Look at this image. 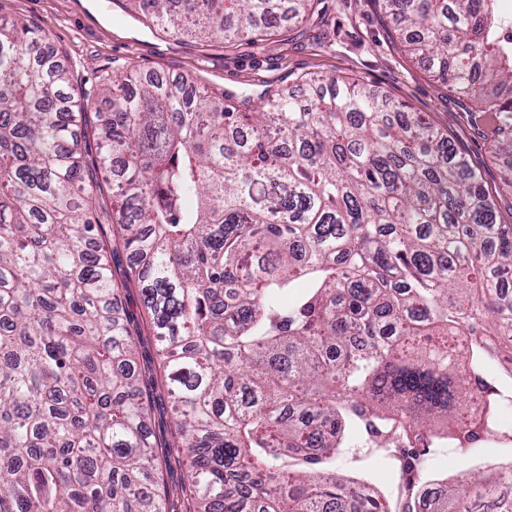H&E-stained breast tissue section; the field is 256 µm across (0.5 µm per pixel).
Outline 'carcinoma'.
<instances>
[{
	"label": "carcinoma",
	"mask_w": 512,
	"mask_h": 512,
	"mask_svg": "<svg viewBox=\"0 0 512 512\" xmlns=\"http://www.w3.org/2000/svg\"><path fill=\"white\" fill-rule=\"evenodd\" d=\"M127 2L234 44L319 0ZM380 5L512 158L499 0ZM57 56L0 18V512H169L74 133L97 98L112 247L137 256L189 512H414L431 449L512 443V392L484 374L512 359V224L423 113L336 76L259 111L137 71L78 102ZM352 432L398 465L395 503L336 474ZM433 484L441 512H512L492 469Z\"/></svg>",
	"instance_id": "cac0c4a2"
}]
</instances>
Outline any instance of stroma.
Masks as SVG:
<instances>
[{"label": "stroma", "instance_id": "35a3bbf8", "mask_svg": "<svg viewBox=\"0 0 512 512\" xmlns=\"http://www.w3.org/2000/svg\"><path fill=\"white\" fill-rule=\"evenodd\" d=\"M41 26L63 52L73 93L134 68L142 74L186 76L228 105L243 99L264 102L268 90L292 86L302 74H333L360 79L372 89L425 113L465 152L485 191L494 199L503 223L512 224V192L502 183L504 165L493 153L491 135L472 98L448 91L426 68L401 49L389 17L377 0H323L318 15L301 26L284 24L270 34L233 47L183 37L142 22L117 0H0V17ZM137 334V369L152 403V439L166 460L165 482H186L188 470L170 444L174 424L169 400L156 377L158 346L146 321L141 293L129 284L119 296ZM512 450L484 446L470 452L432 451L425 479L463 477L499 462ZM342 475L368 480L383 494L394 491L398 475L387 460L353 453L336 460Z\"/></svg>", "mask_w": 512, "mask_h": 512}]
</instances>
